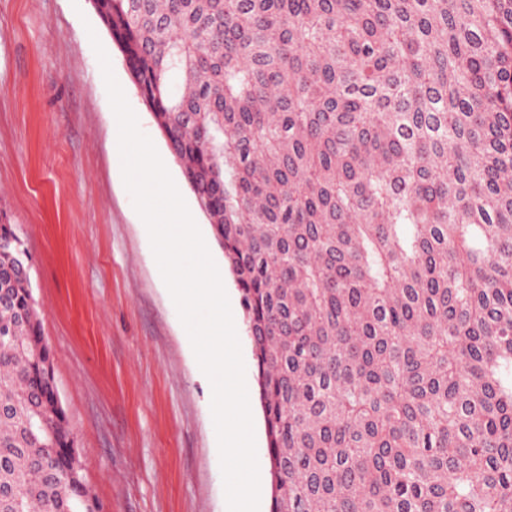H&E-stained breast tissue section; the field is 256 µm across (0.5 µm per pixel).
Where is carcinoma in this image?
Here are the masks:
<instances>
[{"label":"carcinoma","mask_w":512,"mask_h":512,"mask_svg":"<svg viewBox=\"0 0 512 512\" xmlns=\"http://www.w3.org/2000/svg\"><path fill=\"white\" fill-rule=\"evenodd\" d=\"M239 288L270 512H512V0H91ZM0 215V512H99Z\"/></svg>","instance_id":"carcinoma-1"}]
</instances>
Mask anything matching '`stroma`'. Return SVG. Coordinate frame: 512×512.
I'll return each instance as SVG.
<instances>
[{
    "instance_id": "35a3bbf8",
    "label": "stroma",
    "mask_w": 512,
    "mask_h": 512,
    "mask_svg": "<svg viewBox=\"0 0 512 512\" xmlns=\"http://www.w3.org/2000/svg\"><path fill=\"white\" fill-rule=\"evenodd\" d=\"M93 34L210 235L90 0H0V210L32 255L58 396L100 512H227L211 383L124 185Z\"/></svg>"
}]
</instances>
